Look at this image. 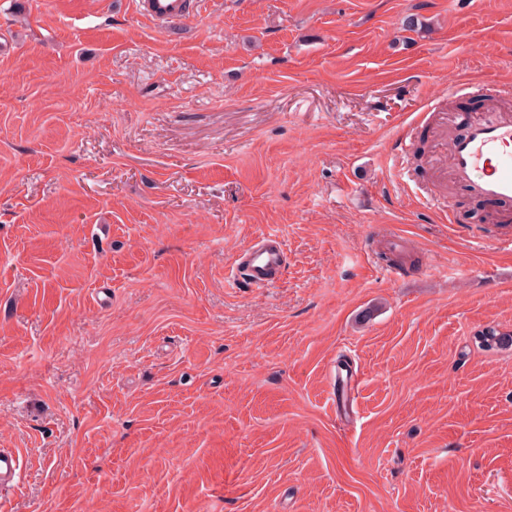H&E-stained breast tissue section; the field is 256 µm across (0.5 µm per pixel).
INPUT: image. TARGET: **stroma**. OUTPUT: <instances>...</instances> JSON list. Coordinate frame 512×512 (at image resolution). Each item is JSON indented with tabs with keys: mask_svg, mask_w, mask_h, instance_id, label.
I'll return each instance as SVG.
<instances>
[{
	"mask_svg": "<svg viewBox=\"0 0 512 512\" xmlns=\"http://www.w3.org/2000/svg\"><path fill=\"white\" fill-rule=\"evenodd\" d=\"M200 4L0 0L5 512H512V223L435 141L512 0ZM262 232L282 280L227 284ZM140 14L157 25L169 24L199 12L192 0H138ZM26 463L18 448H0V508L22 484Z\"/></svg>",
	"mask_w": 512,
	"mask_h": 512,
	"instance_id": "1",
	"label": "stroma"
}]
</instances>
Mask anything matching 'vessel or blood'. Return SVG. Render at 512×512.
Returning <instances> with one entry per match:
<instances>
[{
	"instance_id": "vessel-or-blood-1",
	"label": "vessel or blood",
	"mask_w": 512,
	"mask_h": 512,
	"mask_svg": "<svg viewBox=\"0 0 512 512\" xmlns=\"http://www.w3.org/2000/svg\"><path fill=\"white\" fill-rule=\"evenodd\" d=\"M140 14L164 25L198 13L193 0H138ZM512 97V87L501 85L479 114L458 112L448 134L452 180L483 202L512 207V109L499 106ZM288 264L286 245L275 234L253 239L236 256L232 268L235 284L264 288L278 283ZM26 470L17 448H0V508L21 485Z\"/></svg>"
}]
</instances>
